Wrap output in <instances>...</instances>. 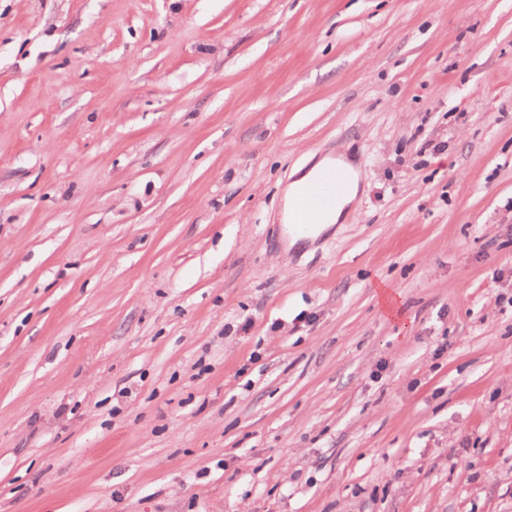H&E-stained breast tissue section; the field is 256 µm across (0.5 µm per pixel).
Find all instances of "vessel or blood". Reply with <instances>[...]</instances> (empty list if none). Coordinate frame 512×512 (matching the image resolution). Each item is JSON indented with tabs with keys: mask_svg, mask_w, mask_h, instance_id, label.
Listing matches in <instances>:
<instances>
[{
	"mask_svg": "<svg viewBox=\"0 0 512 512\" xmlns=\"http://www.w3.org/2000/svg\"><path fill=\"white\" fill-rule=\"evenodd\" d=\"M347 180V171L334 165L326 168L315 181L298 188L291 211L295 234L309 237L321 215L334 205L337 192Z\"/></svg>",
	"mask_w": 512,
	"mask_h": 512,
	"instance_id": "1",
	"label": "vessel or blood"
}]
</instances>
